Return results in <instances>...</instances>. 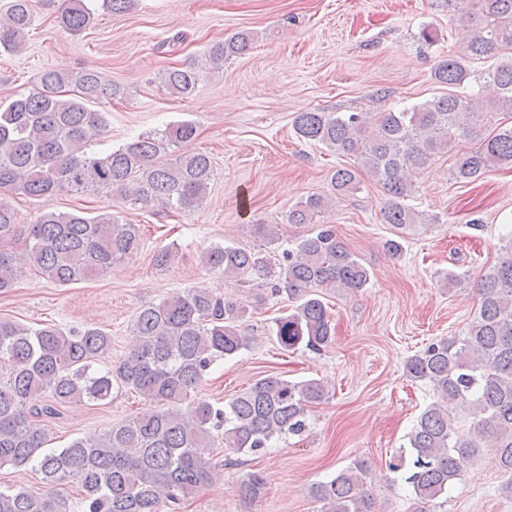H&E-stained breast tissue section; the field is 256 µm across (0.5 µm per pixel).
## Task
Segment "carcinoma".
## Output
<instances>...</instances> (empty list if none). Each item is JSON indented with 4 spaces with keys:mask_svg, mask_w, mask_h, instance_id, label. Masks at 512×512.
I'll return each mask as SVG.
<instances>
[{
    "mask_svg": "<svg viewBox=\"0 0 512 512\" xmlns=\"http://www.w3.org/2000/svg\"><path fill=\"white\" fill-rule=\"evenodd\" d=\"M446 7L461 27V48L441 60L435 82L448 92L424 103L370 112H300L294 119L304 139L357 159V170L375 178L386 196L382 221L397 233L418 223L406 200L413 177L443 153L454 152L451 176L475 180L512 164V125L480 139L478 146L454 150L474 135L484 110L512 114V0H432ZM78 34L93 21L86 0H63L57 16ZM32 25L30 0H9L0 19V49L17 53ZM249 34L238 32L214 42L206 62L224 61L251 49ZM495 59L483 72L498 96L484 104L462 92L476 60ZM201 80L194 65L171 67L161 83L169 95L192 97ZM120 95V87L94 68L76 74L41 72L35 87L0 102V291L13 286L24 266L45 279L69 285L106 273L142 247L136 225L106 207L93 217L58 211V194L97 193L132 205L160 204L171 212L200 207L213 175L203 153L168 158V149L188 144L196 125L179 121L163 130L137 135L106 152L90 150L105 138L106 113L95 108ZM357 170L339 168L330 178L331 197L311 195L288 212V223L311 225L288 247L279 225L259 222L258 249L212 243L200 255L208 271L248 280L259 275L284 294L291 313L275 320V336L286 350L302 346L320 352L333 340L334 327L323 301L327 288L355 293L370 282V271L328 227L312 226L314 215L332 199L357 190ZM42 201L31 224H19L3 195ZM243 314L206 288H185L141 309L133 321L134 348L116 364L104 360L112 336L99 327L56 325L30 329L0 319V468L33 464L48 490H0V512H70L56 487L81 488L82 512H177L210 477L214 432L224 428V450L256 453L270 441L300 435L308 408L328 394L321 379L294 381L266 374L233 397L224 408L197 396L214 362L250 347L241 329ZM411 381L432 385L436 400L417 419L408 448L389 460V470L406 473L416 512L462 482L467 463L486 444L495 448L505 472L502 491L512 496V234L497 262L481 276L478 311L462 336L429 344L404 365ZM155 402L148 415L110 427L97 438H76L64 448H45L38 419L55 405L87 402L107 405L117 386ZM367 465L356 461L326 481L313 484L311 497L321 512H379L365 488ZM260 472L239 484L242 496L256 498L265 488Z\"/></svg>",
    "mask_w": 512,
    "mask_h": 512,
    "instance_id": "1",
    "label": "carcinoma"
}]
</instances>
